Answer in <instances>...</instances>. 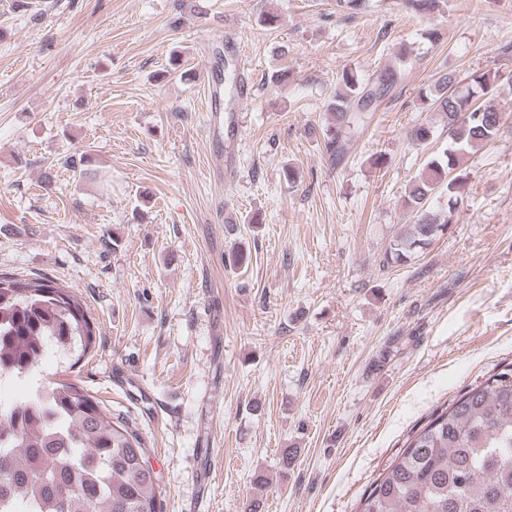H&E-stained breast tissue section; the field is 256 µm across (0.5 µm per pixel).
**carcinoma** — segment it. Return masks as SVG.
<instances>
[{
	"label": "carcinoma",
	"mask_w": 512,
	"mask_h": 512,
	"mask_svg": "<svg viewBox=\"0 0 512 512\" xmlns=\"http://www.w3.org/2000/svg\"><path fill=\"white\" fill-rule=\"evenodd\" d=\"M404 75L393 66L368 75L342 70L321 131L330 165L343 159L347 142ZM497 82L495 74H474L464 84L444 73L422 95V109L440 112L449 145L406 185L414 220L391 240L382 266L407 262L452 223L466 195L460 161L494 141L504 119L492 107L473 104ZM435 134L422 122L407 136L420 147ZM439 192L448 195L445 211L429 204ZM96 330L70 287L0 276V377L6 371L33 375L39 347L53 336L71 337L61 351L75 366L95 344ZM0 512H163V490L137 429L111 418L98 398L74 383L35 382L19 417L0 413ZM357 512H512V363L497 365L410 438L371 483Z\"/></svg>",
	"instance_id": "cac0c4a2"
}]
</instances>
